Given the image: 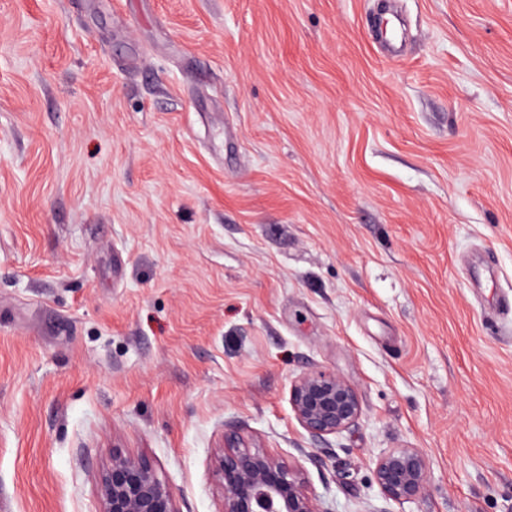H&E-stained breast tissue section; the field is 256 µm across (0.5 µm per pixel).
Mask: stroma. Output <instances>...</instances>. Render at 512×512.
<instances>
[{"label": "stroma", "instance_id": "stroma-1", "mask_svg": "<svg viewBox=\"0 0 512 512\" xmlns=\"http://www.w3.org/2000/svg\"><path fill=\"white\" fill-rule=\"evenodd\" d=\"M232 431L322 512H512V0H0V512L116 448L220 512ZM289 400L296 420L315 441L349 428L361 412L353 386L326 371L306 373L297 379ZM429 466L417 448L391 450L375 463L374 474L383 494L393 501L415 500L426 491Z\"/></svg>", "mask_w": 512, "mask_h": 512}]
</instances>
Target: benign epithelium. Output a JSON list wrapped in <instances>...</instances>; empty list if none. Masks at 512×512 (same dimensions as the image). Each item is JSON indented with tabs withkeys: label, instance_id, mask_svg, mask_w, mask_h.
Here are the masks:
<instances>
[{
	"label": "benign epithelium",
	"instance_id": "obj_1",
	"mask_svg": "<svg viewBox=\"0 0 512 512\" xmlns=\"http://www.w3.org/2000/svg\"><path fill=\"white\" fill-rule=\"evenodd\" d=\"M294 416L307 435L322 440L349 428L361 412L353 386L326 371L306 373L290 390ZM429 466L417 448L391 450L375 463L383 494L415 500L427 488ZM221 512H323L303 489L302 474L237 435L224 437L215 458ZM98 512H178L174 494L152 464L112 452L100 482Z\"/></svg>",
	"mask_w": 512,
	"mask_h": 512
}]
</instances>
